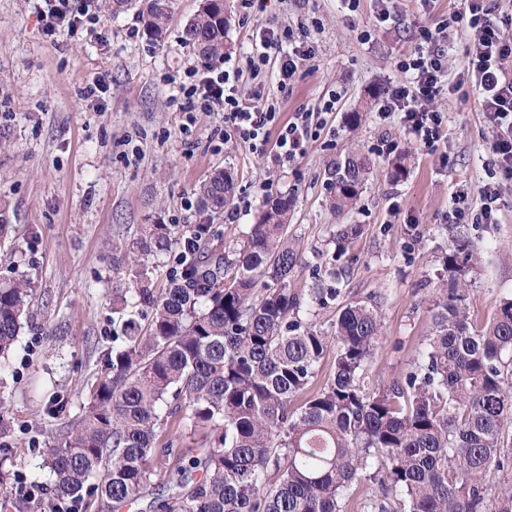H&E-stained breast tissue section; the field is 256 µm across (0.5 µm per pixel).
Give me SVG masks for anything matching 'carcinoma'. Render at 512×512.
<instances>
[{
  "label": "carcinoma",
  "instance_id": "cac0c4a2",
  "mask_svg": "<svg viewBox=\"0 0 512 512\" xmlns=\"http://www.w3.org/2000/svg\"><path fill=\"white\" fill-rule=\"evenodd\" d=\"M171 9V0H140L144 30L159 36ZM228 24L224 0H203L184 44L206 62L221 60ZM370 170L357 151L336 163V212L352 207ZM234 194L229 169L199 188L213 213ZM291 210L286 196L267 203L239 247L224 245L218 224H151L127 248L146 255L194 243L167 284L154 287L142 268L119 297L124 345L102 355L80 424L45 448L52 495L79 499L92 481L120 506L160 484L168 494L156 512H342L356 486L367 489L359 512H512V483H494L512 466L502 442L512 423V298L489 322L472 323L466 274L475 243L452 237L432 332L403 376L376 382L374 307L342 306L329 336L300 317L340 290L288 288L301 260L288 238ZM33 300L26 277L0 282V371ZM330 356L332 373L319 383ZM172 425L192 446L156 447ZM271 469L280 474L274 484Z\"/></svg>",
  "mask_w": 512,
  "mask_h": 512
}]
</instances>
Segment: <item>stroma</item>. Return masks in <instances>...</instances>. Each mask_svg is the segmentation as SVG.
Masks as SVG:
<instances>
[{
    "instance_id": "stroma-1",
    "label": "stroma",
    "mask_w": 512,
    "mask_h": 512,
    "mask_svg": "<svg viewBox=\"0 0 512 512\" xmlns=\"http://www.w3.org/2000/svg\"><path fill=\"white\" fill-rule=\"evenodd\" d=\"M35 0H0V204L11 229L0 240V281L19 275L35 289L33 318L10 352L0 376V499L7 512H34L10 488L17 477L45 481L43 453L50 436L84 417L101 355L120 335L112 313L117 289L132 274L126 244L148 224L184 227L205 218L196 190L215 169L233 168L237 197L252 205L235 222L213 215L224 241H243L269 195L294 199L288 235L303 258L289 284L297 290L339 286L337 301L305 313V321L330 331L339 305L359 301L377 309L382 333L372 358L374 379L402 376L419 340L430 334L428 308L444 275L441 252L451 196L469 189L472 208L489 179V136L474 88L444 94L435 105L448 116L450 168L420 150L397 118L380 119L383 90L397 80L395 63L416 44L419 25L438 29L460 0H397L396 21L374 28L377 0H265L255 17L245 0H226L231 16L225 68L245 67L252 32L264 18L311 31L316 57L288 88L267 79L264 94L278 101L282 118L316 111L329 90L341 97L327 126L291 167L267 169L236 141L217 135L220 113L199 115L190 133L180 129L169 103L176 80L207 62L182 43L187 21L203 0H173L162 39L150 37L136 10L100 12L98 23L46 36ZM371 41H363L364 33ZM100 81L97 97L83 99L86 83ZM359 113L351 124V113ZM357 150L374 167L353 209L336 214L328 171ZM407 172L391 175L393 156ZM272 180L271 193L261 185ZM493 224L463 230L478 250L466 275L467 303L477 323L489 321L501 298L512 295V181L500 184ZM358 236L339 245L340 225Z\"/></svg>"
}]
</instances>
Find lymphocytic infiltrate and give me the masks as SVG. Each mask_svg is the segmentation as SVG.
Instances as JSON below:
<instances>
[{
  "label": "lymphocytic infiltrate",
  "instance_id": "obj_1",
  "mask_svg": "<svg viewBox=\"0 0 512 512\" xmlns=\"http://www.w3.org/2000/svg\"><path fill=\"white\" fill-rule=\"evenodd\" d=\"M90 0L73 8L70 0H44L39 17L47 34L59 27L71 28L84 22H96ZM473 36L467 74L478 90L482 112L490 133L489 151L503 179L512 180V16L496 15L489 0H462L461 11L450 18ZM421 44L401 55L396 63L402 79L392 85L378 109L380 117L400 114L405 130L429 152L438 151L447 141L445 112L434 105L442 91L457 92L460 82L448 74V52L439 37L421 28ZM253 54L246 68L227 70L212 67L206 71L188 68L171 103L180 114L182 129L194 126L202 112L224 116V140H237L257 157L272 166L285 168L302 157L311 141L317 140L325 123L323 116L336 108L338 96L329 93L319 111L298 112L280 122L276 103L262 90L241 95L243 80L257 81L269 60L278 62L280 87H288L303 62L313 60L316 52L306 31H293L272 21L258 22L253 34ZM479 211H471L466 191L452 198L450 214L459 223H494L500 198L498 183L484 184Z\"/></svg>",
  "mask_w": 512,
  "mask_h": 512
}]
</instances>
